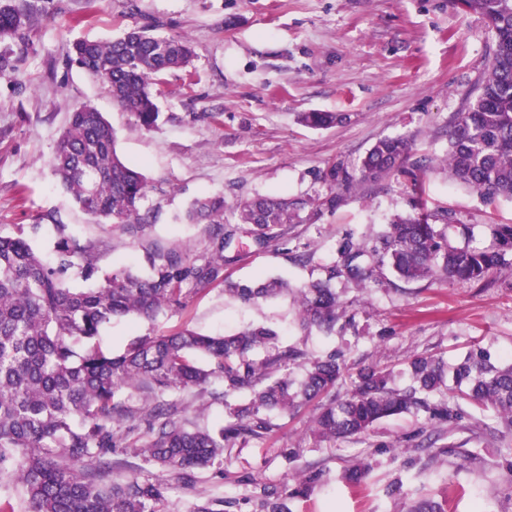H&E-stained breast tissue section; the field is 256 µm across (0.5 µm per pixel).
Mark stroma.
I'll return each mask as SVG.
<instances>
[{
    "instance_id": "1",
    "label": "stroma",
    "mask_w": 512,
    "mask_h": 512,
    "mask_svg": "<svg viewBox=\"0 0 512 512\" xmlns=\"http://www.w3.org/2000/svg\"><path fill=\"white\" fill-rule=\"evenodd\" d=\"M30 11L25 43H0L13 70L0 73V233L54 218L80 240L109 242L105 270L139 266L130 234L85 214L52 173L49 160L70 112L94 105L116 132L117 149L139 167L155 214L147 233L167 246L199 251L204 227L179 220L203 195H223L224 221L237 201L257 194L324 198L334 163L357 172L380 138L403 135L412 150L398 177L362 182L343 193L334 211L291 225L286 243L257 247L238 234L226 249L224 272L235 279L282 277L296 288L320 277L351 241L373 247L397 214L412 210V179L422 181L430 208L452 223L474 227L471 244L487 243L481 227L512 224V201H488L449 181L440 161L456 113L474 99L487 75L492 35L477 14L453 0H16ZM154 21L166 35L192 40L194 77L161 78V120L152 131L134 126L104 85L67 60L82 37L109 40ZM337 112L336 125L315 129L300 116ZM353 321L331 336L304 332L292 297L246 305L211 288L149 322L113 320L103 350L118 354L134 337L189 328L210 335L266 324L287 345L311 355L343 352L348 373L365 364L402 371L414 353L459 362L474 346L501 363L512 360V268L487 280L405 282L385 275L358 290L339 286ZM314 405L277 418L268 438L225 452L221 469L195 487L168 482L164 512H191L200 493L224 497L226 512H255L258 496L282 490L295 468L321 477L311 494L289 500L290 512H406L432 499L444 512H512V438L492 437L493 414L463 413L448 424L404 414L380 421L370 435L315 443L308 431ZM299 449L296 465L285 451ZM372 469L358 485L345 471L362 458Z\"/></svg>"
}]
</instances>
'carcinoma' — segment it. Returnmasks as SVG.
Segmentation results:
<instances>
[{"label": "carcinoma", "instance_id": "1", "mask_svg": "<svg viewBox=\"0 0 512 512\" xmlns=\"http://www.w3.org/2000/svg\"><path fill=\"white\" fill-rule=\"evenodd\" d=\"M480 15L494 35L488 73L468 107L456 114L445 158L450 178L489 200H512V0H455ZM29 15L13 0H0V32L23 42ZM147 23L111 41L80 39L71 59L101 81L112 100L135 126L152 130L160 117V76L185 70L197 53L184 36L154 33ZM302 121L320 128L336 116L309 112ZM404 136L378 140L361 161L360 179L378 182L396 175L409 155ZM54 176L87 214L129 232L153 223L144 209L149 182L126 164L116 149L112 126L91 104L70 113L50 158ZM326 177L336 194L323 199L257 195L237 202L238 223L249 226L255 243L280 241L300 212L317 218L332 211L355 177L332 165ZM205 224L204 246L194 255L144 238L140 241L148 273L126 268L101 273L99 260L108 244L81 242L69 225L31 224L29 231L0 234V493L22 490L23 512H159L166 478L187 485L221 463L224 452L273 432V417L286 416L316 401L309 431L318 442L366 436L382 419L425 415L453 423L460 402L473 412L495 413L503 435H512V362L496 365L475 347L448 369L442 357L412 354L396 383L393 371L370 364L359 368L343 398L335 395L345 368L342 355L311 356L298 346H283L276 330L251 326L230 335H203L183 329L173 335L139 336L120 354L103 350L96 339L116 318L153 321L184 307L193 294L220 287L243 304L293 293L298 323L330 335L344 315L333 281L365 288L376 272L387 270L407 281L448 279L478 282L512 260V224H487L490 243H469L466 225L438 227L448 210L419 205L414 215L397 216L366 253L351 241L339 260L323 267L324 276L292 289L282 279L233 281L224 276V250L236 229L224 226V196L196 200L186 214ZM51 233L53 261L32 241ZM77 276L91 288L70 287ZM221 381L210 387L211 379ZM198 390L207 405L228 404L230 420L210 428L189 418L185 409L164 402L173 390ZM130 453L158 471L141 480L137 466L112 461ZM319 472L297 470L294 485L267 494L264 512H289L286 501L306 497ZM222 497L201 496L192 512H224Z\"/></svg>", "mask_w": 512, "mask_h": 512}]
</instances>
